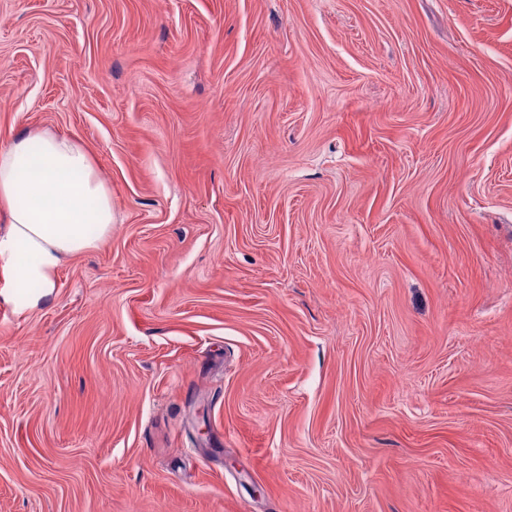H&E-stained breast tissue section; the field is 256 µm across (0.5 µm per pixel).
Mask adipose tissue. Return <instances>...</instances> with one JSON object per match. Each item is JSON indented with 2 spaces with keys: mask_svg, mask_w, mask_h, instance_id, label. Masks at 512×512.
<instances>
[{
  "mask_svg": "<svg viewBox=\"0 0 512 512\" xmlns=\"http://www.w3.org/2000/svg\"><path fill=\"white\" fill-rule=\"evenodd\" d=\"M0 303L39 307L52 295L65 257L104 243L112 232V191L85 147L49 130H30L0 149Z\"/></svg>",
  "mask_w": 512,
  "mask_h": 512,
  "instance_id": "1",
  "label": "adipose tissue"
}]
</instances>
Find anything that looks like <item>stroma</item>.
<instances>
[{
	"mask_svg": "<svg viewBox=\"0 0 512 512\" xmlns=\"http://www.w3.org/2000/svg\"><path fill=\"white\" fill-rule=\"evenodd\" d=\"M112 234L0 303V512H512V0H0V148Z\"/></svg>",
	"mask_w": 512,
	"mask_h": 512,
	"instance_id": "1",
	"label": "stroma"
}]
</instances>
